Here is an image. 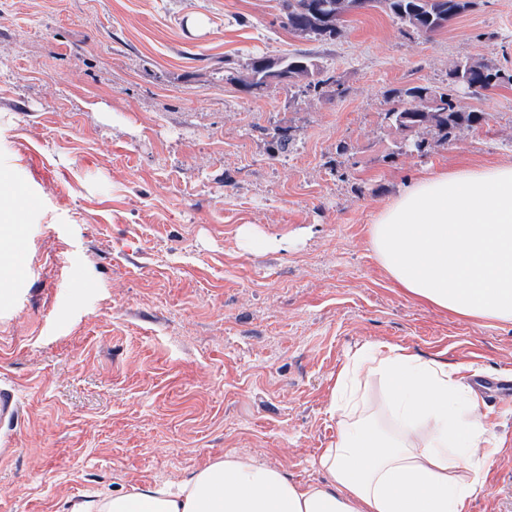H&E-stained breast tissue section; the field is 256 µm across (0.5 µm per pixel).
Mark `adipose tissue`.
<instances>
[{
	"label": "adipose tissue",
	"mask_w": 512,
	"mask_h": 512,
	"mask_svg": "<svg viewBox=\"0 0 512 512\" xmlns=\"http://www.w3.org/2000/svg\"><path fill=\"white\" fill-rule=\"evenodd\" d=\"M373 253L413 300L476 322L512 323V165L424 171L369 226ZM380 384L393 428L368 411ZM330 412L336 439L300 484L228 454L176 485L84 498L66 512H469L500 450L466 377L387 342L348 354Z\"/></svg>",
	"instance_id": "ef3b65f1"
}]
</instances>
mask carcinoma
Returning a JSON list of instances; mask_svg holds the SVG:
<instances>
[{
    "instance_id": "cac0c4a2",
    "label": "carcinoma",
    "mask_w": 512,
    "mask_h": 512,
    "mask_svg": "<svg viewBox=\"0 0 512 512\" xmlns=\"http://www.w3.org/2000/svg\"><path fill=\"white\" fill-rule=\"evenodd\" d=\"M307 0H280L281 23L291 31L315 36L321 41H333L339 35L343 17L352 12L355 0H320L328 8L318 13L306 9ZM396 19L401 25L416 31L423 29L435 32L448 22L467 11L471 0H364ZM265 58H256L246 74L237 81L261 88L267 85ZM280 70L278 80L305 82L306 90L316 92L323 86L336 82L335 76L322 70L312 57L305 53H293L277 60ZM459 76L481 87L494 80L498 85L512 84V74L484 63L475 69L470 60L455 64L449 72L448 88L439 89L428 85H413L398 90L410 103L418 102L423 109L410 106L384 113L388 126L406 132L403 148L420 156L428 153L431 142L447 144L454 141L460 132L474 129L486 122L482 112L465 111L458 103L454 77Z\"/></svg>"
}]
</instances>
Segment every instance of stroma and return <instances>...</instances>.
Returning <instances> with one entry per match:
<instances>
[{"label": "stroma", "instance_id": "obj_1", "mask_svg": "<svg viewBox=\"0 0 512 512\" xmlns=\"http://www.w3.org/2000/svg\"><path fill=\"white\" fill-rule=\"evenodd\" d=\"M279 0H0V512L176 484L227 454L320 483L336 371L370 340L512 381V324L416 303L374 217L423 171L512 164V85L459 89L486 123L402 150L394 89L457 61L512 72V0L424 34L378 8L336 40ZM308 52L336 83L235 81ZM289 130L285 152L271 148ZM348 153H341V146ZM470 512H512V397Z\"/></svg>", "mask_w": 512, "mask_h": 512}]
</instances>
